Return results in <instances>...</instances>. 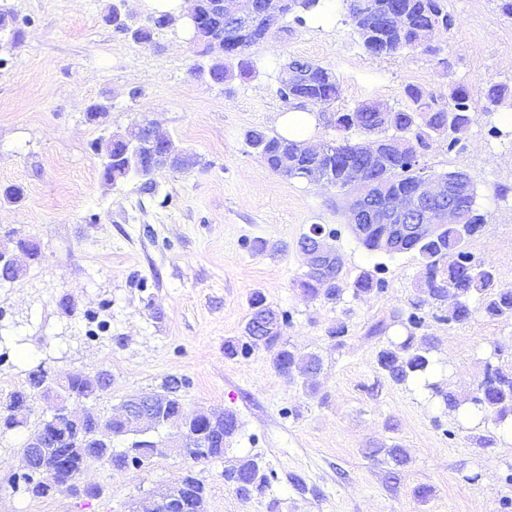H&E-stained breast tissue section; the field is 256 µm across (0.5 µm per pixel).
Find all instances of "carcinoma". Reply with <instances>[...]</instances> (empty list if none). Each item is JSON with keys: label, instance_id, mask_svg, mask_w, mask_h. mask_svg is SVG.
Masks as SVG:
<instances>
[{"label": "carcinoma", "instance_id": "carcinoma-1", "mask_svg": "<svg viewBox=\"0 0 512 512\" xmlns=\"http://www.w3.org/2000/svg\"><path fill=\"white\" fill-rule=\"evenodd\" d=\"M321 0H297L292 12L293 22L304 27L317 21L313 11ZM401 15L398 26H387L382 18L387 11ZM359 38H368L372 44L369 54L376 57H390L406 50H420L430 55H438L439 48L431 46L420 38L425 30L434 28L448 29L453 25L448 15L446 0H362L361 7L354 13L346 12ZM10 15L0 12V31L7 37V42L18 45L24 40L21 29L8 28ZM278 29V22L264 12L258 13L249 33L240 39L241 52L223 55L214 45L219 39L231 38L224 28V22L212 21L195 33L196 54L209 60L208 72L216 81L224 80L229 67L236 66L240 75L253 74L254 68L247 57L249 49L266 41ZM292 63L307 68V86L304 88L278 87L281 99L292 105L303 106L307 103L320 102L332 106L341 98L342 87L333 69L311 60L294 59ZM406 104L396 111L397 122L389 129H380L375 117L377 109L373 103H363L354 109L357 125L349 127L346 119L349 113H337L340 126L336 130L344 135L324 142L323 154H311L305 150V144L286 138L270 135L265 131L249 130L245 134L246 144L271 170H276L279 150L288 147L294 159V169L288 174L290 179H301L306 172L318 168L325 172L331 186L348 193L360 188L352 182L347 171L349 164L356 161L361 153L358 143L347 136L354 129L363 135L373 134L381 138L405 140L409 147L404 151H392L381 148L362 163V180L368 181L384 178L389 183L390 194L407 193L415 188L421 172L428 168L420 165L419 158L436 137L448 138V149H454L463 133L473 121L471 96L468 88L461 85L449 95L448 101L441 102L432 94L416 86L405 89ZM95 149L103 154V179L113 185L124 182L130 175L138 174L136 160L110 150V140L98 141ZM469 214L470 232H480L485 223L484 215L477 213L475 197L462 201ZM459 232L451 228L443 233L441 244H418L414 241L405 243L404 251L415 252L425 266L424 288L427 304L441 308L453 298L446 314L440 319L450 323L461 324L468 321L472 314L480 310L492 319L512 318V288L500 285L495 274L474 261V257L462 250L456 259L448 260V251L455 248ZM298 286L302 292L313 300L335 304L341 300L344 291L349 289L352 296L358 298L373 291H380L384 283L365 272L352 284L344 281L342 265L332 264L324 273H304ZM479 296L478 305H473L474 296ZM262 318L273 329L272 336L262 343L254 334V323ZM289 315L279 313L269 307L259 294L250 300L249 318L245 325L246 341L235 346L225 347V353L231 356L246 355L252 349L263 347L272 352L274 368L289 376L297 373L306 375L317 373L320 360L310 354H299L283 342L284 327L288 325ZM377 365L387 377L397 385H416L424 387L430 397L448 413L458 416H478L483 422L495 426L507 420L512 421V362L502 360V353L493 349L485 361L482 380L470 395L460 396L442 381L431 380L433 370L432 344L427 337H417L410 332L400 341H391L379 351ZM182 382L171 378L163 384V391L155 393L152 398L158 403V412L180 415V424L195 433L188 443L189 454L204 455L210 460L224 456V444L231 439L238 428L237 419L230 413H216L213 418L195 419L192 414L183 411L178 392ZM67 389L79 399L99 396L105 386L97 383L86 374L68 377ZM28 397L23 390L13 391L0 401V431L12 428L14 419L10 410L17 402ZM74 438L72 428L53 426L45 441L40 457L44 465L55 471V482L46 483L37 479H24L17 492L33 498H41L55 491H64L69 481L76 479L90 460L110 457V465L124 469L134 463L142 468L150 464L155 454L153 443L138 440L131 443L126 450L116 452L104 448L93 440H88L80 452L70 448ZM184 486L182 496L166 512H204L206 502V485L189 471L181 478ZM224 482L229 484L242 499H249L262 492L270 483L264 467L252 458L242 459L237 465L224 470Z\"/></svg>", "mask_w": 512, "mask_h": 512}]
</instances>
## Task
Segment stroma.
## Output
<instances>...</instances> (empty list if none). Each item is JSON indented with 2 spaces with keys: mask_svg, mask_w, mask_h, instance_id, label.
Listing matches in <instances>:
<instances>
[{
  "mask_svg": "<svg viewBox=\"0 0 512 512\" xmlns=\"http://www.w3.org/2000/svg\"><path fill=\"white\" fill-rule=\"evenodd\" d=\"M109 2L0 0L25 33L18 46L0 45V189L24 190L22 201L0 203V239L40 248L35 261L18 254L24 275L0 287V353L9 354L0 397L36 368L60 380L104 370L111 385L90 406L106 418L176 377L186 411L233 413L239 429L223 459L199 462L172 451L169 430L152 431L158 453L147 468L87 464L77 482L97 488L95 497L15 492L9 478L25 464V434H1L0 512H128L189 469L206 484L207 512H512V438L489 423L454 421L377 365L424 296L417 254L368 251L335 188L280 177L245 141L251 129L277 134L289 109L278 78L294 56L336 72L338 112L370 101L400 109L409 85L441 99L467 86L475 113L460 144L434 140L421 162L472 177L486 222L464 248L512 287V135H488L512 114V18L496 0H448L456 24L433 37L441 65L418 50L369 55L336 0L333 27L283 18L252 48L254 76L216 83L196 73L201 60L185 21L139 44L106 22ZM493 84L507 88L497 106L484 95ZM101 102L107 115L88 120V107ZM330 111L317 108L314 143L335 136ZM145 120L194 152L197 165L157 172L149 191L134 175L107 184L95 142ZM314 224L335 230L346 280L368 271L384 290L337 304L305 297L298 241ZM256 293L289 314L287 344L320 356L312 384L278 373L266 349L225 355V345L242 342ZM419 312L415 333L436 346L434 376L456 392L476 389L491 350L512 355V319L477 311L448 324L431 306ZM341 325L345 336L334 337ZM393 445L406 449V465L372 457ZM245 458L276 475L247 501L224 481L225 468ZM422 486L430 490L423 499L415 494Z\"/></svg>",
  "mask_w": 512,
  "mask_h": 512,
  "instance_id": "1",
  "label": "stroma"
}]
</instances>
